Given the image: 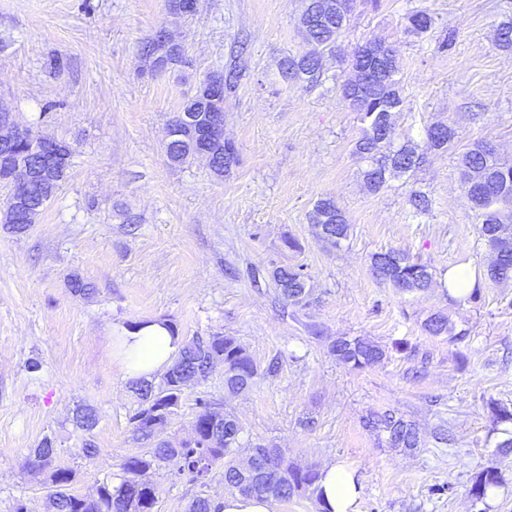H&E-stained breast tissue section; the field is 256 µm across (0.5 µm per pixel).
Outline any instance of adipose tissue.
<instances>
[{
	"label": "adipose tissue",
	"mask_w": 512,
	"mask_h": 512,
	"mask_svg": "<svg viewBox=\"0 0 512 512\" xmlns=\"http://www.w3.org/2000/svg\"><path fill=\"white\" fill-rule=\"evenodd\" d=\"M115 341L124 373L134 381L152 379L168 367L183 344L170 322L160 318L118 327ZM360 491L345 465L333 462L322 468L317 490L322 512H359Z\"/></svg>",
	"instance_id": "obj_1"
}]
</instances>
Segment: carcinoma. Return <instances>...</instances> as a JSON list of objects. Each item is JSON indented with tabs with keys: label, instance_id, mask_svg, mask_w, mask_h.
Returning a JSON list of instances; mask_svg holds the SVG:
<instances>
[{
	"label": "carcinoma",
	"instance_id": "cac0c4a2",
	"mask_svg": "<svg viewBox=\"0 0 512 512\" xmlns=\"http://www.w3.org/2000/svg\"><path fill=\"white\" fill-rule=\"evenodd\" d=\"M331 0H308L301 24L309 50L299 56L288 57L281 63L283 77L292 82L314 83L320 77V60L325 52L336 50V41L346 27L349 17L332 16L328 21L311 24L312 18L323 14ZM391 74L383 81H370L354 87L350 82L341 86L343 98L354 92L357 102L354 111L360 113L362 132L354 144L355 155L365 159L364 172L367 187L373 193L384 188L389 178L412 172L423 163L410 142L395 143L392 114L403 110L405 98L396 75L398 60L393 49ZM431 146L446 151L457 145V131L438 124L436 131H427ZM10 152L30 164H39V154L21 141L0 144V154ZM165 153L169 160L183 165L197 157L172 142ZM238 162L235 146L226 142L215 144L209 160L211 171L222 176ZM461 184L479 224V235L495 255L487 268V278L493 282L512 279V165H506L489 150V143L475 141L465 146L461 154ZM68 175L52 185L47 182L31 184L25 192L29 223H15L14 203L7 199L0 222L14 233L30 229L35 219L55 197ZM312 223L321 227L322 238L333 246L349 236L350 225L342 210L330 198L316 202ZM371 270L380 281L401 293L424 291L430 288L433 274L429 265L411 257L406 252L387 250L371 258ZM279 294L289 305L304 306L312 293V284L303 269L278 267L271 273ZM432 336H448L451 341H461L467 330H456L448 316L435 314L424 323ZM330 353L339 363L361 370L381 363L387 356L384 348L366 337L342 336L330 346ZM224 363V391L230 396L239 395L251 388L261 374L271 375L279 368L277 358H272L266 368H261L248 350L233 336L213 334L207 338L196 336L183 342L178 356L158 381L139 380L133 385L137 406L129 421L138 439L148 442L150 448L126 457L120 464L121 481L116 485L104 483L93 497L72 492L76 473L69 467H57L49 476L47 500L53 512H154L158 488L143 479L151 469L165 463L176 462V475H189L194 481H203L220 468L224 487L246 497L272 498L288 502L306 493H316L319 469L300 467L290 462L285 451L256 445L243 459L237 452L247 447L243 440L244 427L231 415L221 411L213 401L196 400V415L192 421L194 436L176 445L159 438L167 425L165 414L175 412L183 394L192 383L208 377L214 364ZM364 427L374 433L388 448L414 450L421 447V437L415 424L404 420L393 411L372 412L363 421ZM56 448L51 438H44L26 460V467L42 471L51 466ZM501 483L499 468L490 465L477 476L470 489L477 500L487 498V492ZM188 512H222L218 501L205 495L195 496Z\"/></svg>",
	"mask_w": 512,
	"mask_h": 512
}]
</instances>
